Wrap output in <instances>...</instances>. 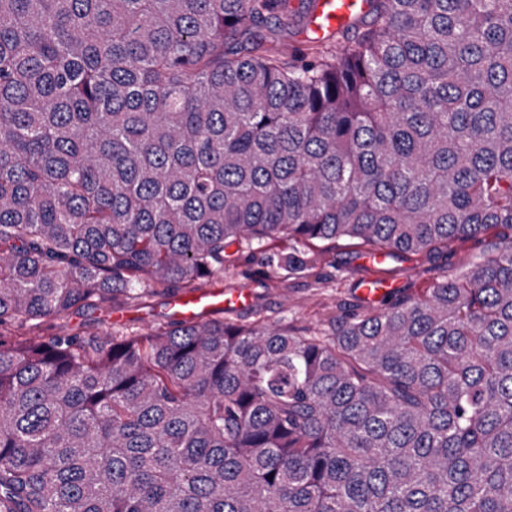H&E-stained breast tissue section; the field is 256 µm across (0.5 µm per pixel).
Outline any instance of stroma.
<instances>
[{"label": "stroma", "mask_w": 512, "mask_h": 512, "mask_svg": "<svg viewBox=\"0 0 512 512\" xmlns=\"http://www.w3.org/2000/svg\"><path fill=\"white\" fill-rule=\"evenodd\" d=\"M283 249L277 241L260 249H241L238 259L225 265L223 273L205 280L203 287L228 292L247 290L248 302L258 315L273 321L283 319L298 327L315 326L337 309L355 311L363 306L361 285L367 279L382 278L390 281L393 289L411 292L459 270L463 262L481 251L482 244L467 240L449 251L401 255L384 265L369 266L353 241L341 240L333 247L311 249V267L301 273L280 268L277 255ZM169 303L168 295L155 293L109 311L49 320L42 332L64 333L77 326L85 333L96 334L109 325L144 332L170 314Z\"/></svg>", "instance_id": "obj_1"}]
</instances>
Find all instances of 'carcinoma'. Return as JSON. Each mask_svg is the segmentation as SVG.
Instances as JSON below:
<instances>
[{
    "label": "carcinoma",
    "instance_id": "cac0c4a2",
    "mask_svg": "<svg viewBox=\"0 0 512 512\" xmlns=\"http://www.w3.org/2000/svg\"><path fill=\"white\" fill-rule=\"evenodd\" d=\"M0 0V512H512V0ZM479 239L415 294L296 328L220 308L86 338L227 249ZM318 8L316 11L319 23L312 26V30L318 36L324 33V30L329 31L340 23H350L356 18L363 16L369 9V2L367 0H318ZM369 13L365 14L364 21L369 22ZM357 31L349 28L346 29L345 25L325 32L321 37L329 39L331 44L344 43L355 36ZM262 35L287 53L291 52L292 49L308 45L310 38L316 37L306 24H300L287 32H281L274 29L273 22L268 28L262 30ZM170 296L154 293L138 302H131L120 307H112V311H96L82 317H61L49 320L41 331L36 334L46 336L53 333H64L72 327L80 328L86 334H96L105 330L107 324L112 327H125L133 331H147L154 323L173 313L170 308Z\"/></svg>",
    "mask_w": 512,
    "mask_h": 512
}]
</instances>
